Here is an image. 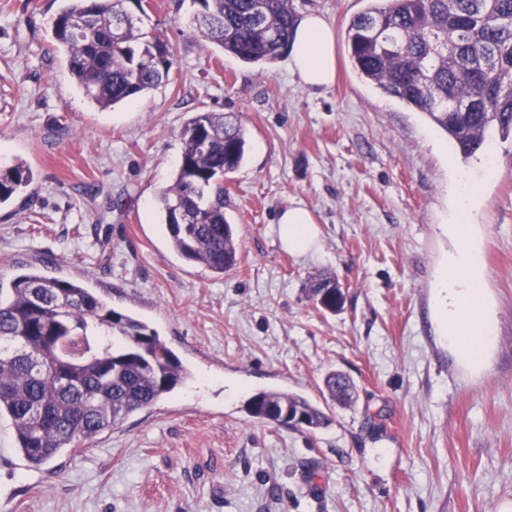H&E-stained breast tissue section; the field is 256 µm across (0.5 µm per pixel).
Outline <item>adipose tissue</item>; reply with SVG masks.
<instances>
[{"instance_id":"1","label":"adipose tissue","mask_w":512,"mask_h":512,"mask_svg":"<svg viewBox=\"0 0 512 512\" xmlns=\"http://www.w3.org/2000/svg\"><path fill=\"white\" fill-rule=\"evenodd\" d=\"M335 32L320 15L309 14L293 31L290 61L301 83L310 89L330 86L336 79ZM478 185L469 176H459L456 193V220L448 234L458 243L448 257L441 281V316L448 353L471 375H482L497 345L494 316L482 287L485 266L483 242L477 225L466 223ZM280 239L294 255L302 256L316 247L317 228L310 212L291 207L278 217Z\"/></svg>"}]
</instances>
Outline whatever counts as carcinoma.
Segmentation results:
<instances>
[{
	"mask_svg": "<svg viewBox=\"0 0 512 512\" xmlns=\"http://www.w3.org/2000/svg\"><path fill=\"white\" fill-rule=\"evenodd\" d=\"M126 0H67L52 36L77 84L100 108L138 97L169 80L176 59L159 34L129 21L113 31ZM197 29L244 63L269 65L288 51L293 0H199ZM354 70L364 81L424 113L467 157L491 130L512 135V0H369L346 29ZM174 182L162 191L173 250L222 274L238 263L235 229L224 215V183L245 160L242 125L222 112H199L181 130ZM32 181L18 163L0 168V203ZM182 211L187 223L175 221ZM312 298L330 312L344 293L336 276L310 280ZM112 341L96 351L90 336ZM191 379L189 369L145 322L113 309L81 284L35 271L0 283V417L31 466L75 450L150 407ZM331 399L349 397L350 380L325 378ZM302 412L308 429L327 420L307 399L260 390L247 401L259 422L286 426L267 405Z\"/></svg>",
	"mask_w": 512,
	"mask_h": 512,
	"instance_id": "carcinoma-1",
	"label": "carcinoma"
}]
</instances>
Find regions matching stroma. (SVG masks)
Listing matches in <instances>:
<instances>
[{"label": "stroma", "instance_id": "35a3bbf8", "mask_svg": "<svg viewBox=\"0 0 512 512\" xmlns=\"http://www.w3.org/2000/svg\"><path fill=\"white\" fill-rule=\"evenodd\" d=\"M64 0H0V167L32 183L0 204V282L36 269L78 281L146 322L192 372L79 451L29 467L0 421V512H512V137L478 197L485 292L498 336L488 371L456 366L435 293L456 246V171L479 172L426 116L354 71L345 42L367 0H294L336 33V81L305 88L288 57L260 67L191 26L196 0L127 8L176 65L147 94L99 108L71 76L51 23ZM199 112L249 144L224 181L239 262L218 274L174 252L158 210ZM305 207L315 253L283 247L277 219ZM336 275L341 310L311 299ZM347 374L349 405L324 378ZM259 390L298 394L329 422L252 418Z\"/></svg>", "mask_w": 512, "mask_h": 512}]
</instances>
